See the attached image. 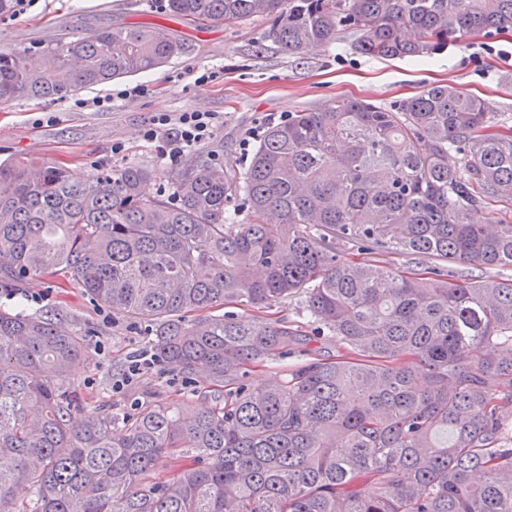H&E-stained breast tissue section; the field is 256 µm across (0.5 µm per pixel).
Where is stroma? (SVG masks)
Instances as JSON below:
<instances>
[{
    "mask_svg": "<svg viewBox=\"0 0 512 512\" xmlns=\"http://www.w3.org/2000/svg\"><path fill=\"white\" fill-rule=\"evenodd\" d=\"M112 26H162L183 43L184 50L159 69L86 89L81 97L88 105L81 109L70 98L17 99L0 114V161L34 154L66 164L78 177L138 162L157 173L145 188L146 195L154 196L170 191L169 176L180 166L179 161L161 158L156 143L142 136L155 113L174 117L185 111L213 113L214 137L223 140L225 158L241 170L251 158L243 141L264 134L281 116L339 97L394 109L432 83H447L486 99L493 128L512 126V33L452 43L425 58L379 59L355 53V33L342 30L326 46L289 54L266 38L267 24L259 18L230 27L221 23L199 27L165 15L161 0H35L26 13L0 20V50L35 45L60 33L78 36ZM204 69L215 71L217 78L200 88L194 79ZM140 84L147 85L146 95L116 97L105 108L92 104L93 99L116 96ZM116 142L124 144L122 154H113ZM0 308L52 314L87 331L88 353L73 366L67 382L83 405L109 406L129 416L151 402L177 406L191 416L214 402L202 374H187L164 363L122 391L113 390L130 358L148 349V327L127 321L58 277L0 290ZM267 315L298 327L305 342L267 367L248 369L244 381L249 388L279 379L282 370L304 362L307 353L327 359L343 351L335 338L319 333L300 300L278 304Z\"/></svg>",
    "mask_w": 512,
    "mask_h": 512,
    "instance_id": "stroma-1",
    "label": "stroma"
}]
</instances>
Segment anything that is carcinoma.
Here are the masks:
<instances>
[{
	"label": "carcinoma",
	"instance_id": "cac0c4a2",
	"mask_svg": "<svg viewBox=\"0 0 512 512\" xmlns=\"http://www.w3.org/2000/svg\"><path fill=\"white\" fill-rule=\"evenodd\" d=\"M164 12L262 18L288 54L343 28L355 52L383 59L512 32V0H164ZM182 51L163 27L0 51V108L66 99ZM489 120L484 99L450 85L394 111L339 98L269 126L243 171L222 141L193 152L170 201L143 196L154 170L140 164L81 179L37 156L0 162V283L60 271L150 325L158 358L217 388L190 420L149 403L122 419L84 410L66 380L87 336L0 309V512H512V278L448 271L512 269V220L473 221L493 203L512 209V128ZM235 198L239 224L224 217ZM338 239L371 258L340 259ZM388 254L435 267L393 271ZM296 296L347 353L252 391L246 370L299 330L212 310ZM165 460L182 464L158 481Z\"/></svg>",
	"mask_w": 512,
	"mask_h": 512
}]
</instances>
